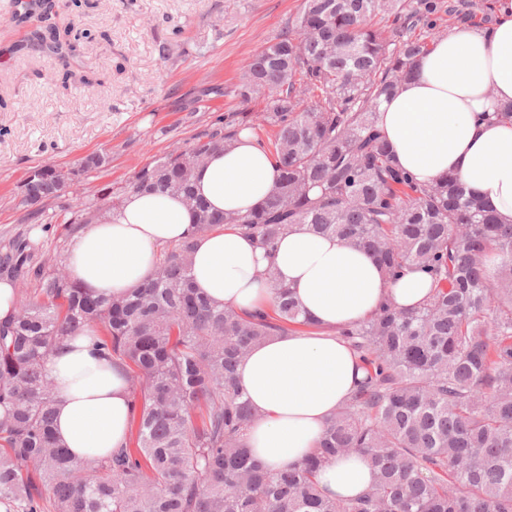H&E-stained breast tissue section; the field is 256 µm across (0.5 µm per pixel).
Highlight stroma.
<instances>
[{
    "label": "stroma",
    "instance_id": "35a3bbf8",
    "mask_svg": "<svg viewBox=\"0 0 512 512\" xmlns=\"http://www.w3.org/2000/svg\"><path fill=\"white\" fill-rule=\"evenodd\" d=\"M301 2L56 0L51 21L74 47L61 58L27 48L38 18L18 22L17 0H0V246L25 233L45 257L80 232L22 223L16 195L31 167L110 153L106 171L71 185L85 203L204 129L211 112L238 110L247 61Z\"/></svg>",
    "mask_w": 512,
    "mask_h": 512
}]
</instances>
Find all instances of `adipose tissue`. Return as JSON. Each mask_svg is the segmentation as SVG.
Wrapping results in <instances>:
<instances>
[{"label": "adipose tissue", "mask_w": 512, "mask_h": 512, "mask_svg": "<svg viewBox=\"0 0 512 512\" xmlns=\"http://www.w3.org/2000/svg\"><path fill=\"white\" fill-rule=\"evenodd\" d=\"M496 10L492 28L460 26L434 41L411 77L382 98L380 127L397 164L418 181L455 177L512 223V120L493 117L512 103V0H498ZM278 175L271 154L243 133L197 168L193 188L209 208L244 214L272 192ZM194 222L180 197L130 194L118 213L103 214L74 238L71 274L93 293L120 296L152 274L159 246L190 235L193 284L212 302L250 312L270 305L274 284L290 288L314 330H288L255 344L238 379L257 413L245 436L251 453L273 469L301 464L364 375L339 329L386 302L418 306L432 281L415 269L389 281L372 255L304 224L290 227L269 259L228 227L191 235ZM268 266L275 282L261 276ZM44 373L54 385L56 435L76 460L125 444L131 424L125 367L100 357L85 335L49 355ZM319 481L325 494L349 499L373 485L375 471L350 453L328 462Z\"/></svg>", "instance_id": "adipose-tissue-1"}]
</instances>
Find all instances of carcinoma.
Segmentation results:
<instances>
[{
	"label": "carcinoma",
	"mask_w": 512,
	"mask_h": 512,
	"mask_svg": "<svg viewBox=\"0 0 512 512\" xmlns=\"http://www.w3.org/2000/svg\"><path fill=\"white\" fill-rule=\"evenodd\" d=\"M442 0H303L285 30L258 49L229 112L143 164L122 187L74 205L67 189L101 171L106 152L69 168L32 167L19 185L24 224L88 225L120 198L156 190L186 199L195 223L165 247L153 274L124 296L100 297L67 272V257L36 260L27 237L8 240L0 277L33 296L0 320V500L14 512H512V223L500 224L453 178L424 185L397 166L378 123L380 97L408 77L436 38ZM30 46L58 53L53 30ZM267 98L253 114L249 104ZM269 129L280 170L245 215L216 213L195 195L196 165L240 132ZM232 225L272 249L293 224L337 236L395 279L415 266L434 290L415 310L384 306L339 335L363 364L354 394L299 466L265 469L244 434L253 412L236 366L290 328H315L289 288L241 314L197 294L196 234ZM93 329L95 349L132 366L128 442L76 462L53 431L55 393L44 360ZM361 453L376 470L354 499L323 494L321 466Z\"/></svg>",
	"instance_id": "1"
}]
</instances>
